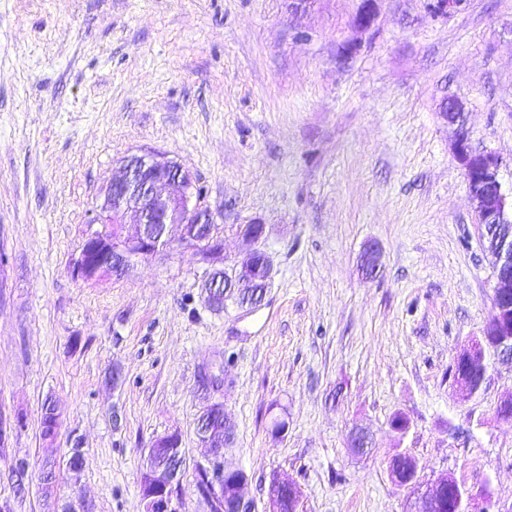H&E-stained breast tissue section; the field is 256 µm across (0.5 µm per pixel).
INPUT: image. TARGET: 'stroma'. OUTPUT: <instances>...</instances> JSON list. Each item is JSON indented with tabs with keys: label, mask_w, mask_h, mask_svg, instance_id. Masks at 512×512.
I'll return each instance as SVG.
<instances>
[{
	"label": "stroma",
	"mask_w": 512,
	"mask_h": 512,
	"mask_svg": "<svg viewBox=\"0 0 512 512\" xmlns=\"http://www.w3.org/2000/svg\"><path fill=\"white\" fill-rule=\"evenodd\" d=\"M0 0V454L11 512H143L153 440L178 431V512L197 419L224 402L226 461L266 512L271 475L302 512H408L391 473L445 474L512 512V367L469 398L450 369L491 316L494 259L442 101L512 188V0ZM371 9L369 29L355 18ZM190 171L232 268L264 224V302L210 307L198 251L172 240L92 281L72 258L123 157ZM381 250L365 277L359 259ZM63 425L41 437L46 405ZM409 421L406 436L390 426ZM286 423L273 435V419ZM372 440L366 453L353 433ZM80 446L85 464L67 465ZM29 463L25 481L12 458ZM58 474L51 488L38 475Z\"/></svg>",
	"instance_id": "1"
}]
</instances>
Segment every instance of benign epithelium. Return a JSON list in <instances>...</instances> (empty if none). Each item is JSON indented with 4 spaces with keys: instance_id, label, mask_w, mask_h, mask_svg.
I'll list each match as a JSON object with an SVG mask.
<instances>
[{
    "instance_id": "benign-epithelium-1",
    "label": "benign epithelium",
    "mask_w": 512,
    "mask_h": 512,
    "mask_svg": "<svg viewBox=\"0 0 512 512\" xmlns=\"http://www.w3.org/2000/svg\"><path fill=\"white\" fill-rule=\"evenodd\" d=\"M467 0H433V12L446 16L460 11ZM441 113L448 123L457 126L456 149L473 201L476 203L481 231L492 237L489 251L495 256L493 268L494 311L482 335L473 339L457 356L461 361L456 383L468 397L483 393L491 382L490 368L496 363L512 364V193L502 190L498 180V160L491 154L476 153L467 143L462 128L464 108L460 101L449 98L442 102ZM196 184L191 173L180 164L154 153L132 154L121 161L119 175L112 178L103 192L101 204L89 220L102 229L86 235L72 266L74 275L93 280L110 275L132 256H155L170 244L169 228H182V241L194 246L204 261L211 265L224 261V240L210 230L213 218L198 203H191ZM132 222L138 230L133 236L122 233V224ZM116 234L106 233L108 227ZM242 235L255 247L243 254L227 275L207 272L203 287L233 291L252 281V271L259 264L271 276V264L265 251L258 247L264 226L257 223L241 226ZM380 249L368 246L361 256L362 272L373 276L378 272ZM199 441L206 453L197 461L195 470L204 481L200 493L209 512L224 503L225 482L234 489L233 512H255L253 502L244 496L247 474L224 463V449L219 446L207 426L200 427ZM179 438L173 432L156 438L148 450L141 475L144 512H177L174 499L181 485L180 472L184 457L182 448L169 444ZM415 486V500L410 512H424L423 506L434 507L439 493L451 489L456 497L455 512H481L475 498L452 476L437 479L435 487ZM289 488L295 494L294 510L301 505L300 489L276 476L270 479L268 512H280V490Z\"/></svg>"
}]
</instances>
